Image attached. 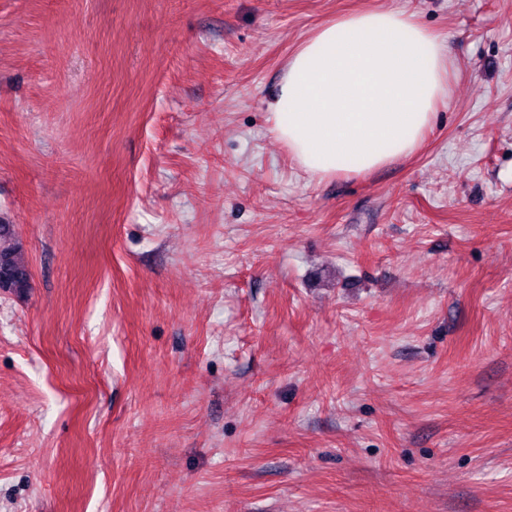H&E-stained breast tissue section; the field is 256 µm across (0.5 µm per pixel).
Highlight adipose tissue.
Wrapping results in <instances>:
<instances>
[{
    "mask_svg": "<svg viewBox=\"0 0 512 512\" xmlns=\"http://www.w3.org/2000/svg\"><path fill=\"white\" fill-rule=\"evenodd\" d=\"M449 65L446 42L408 10L340 16L288 57L271 131L317 179L381 168L432 130Z\"/></svg>",
    "mask_w": 512,
    "mask_h": 512,
    "instance_id": "1",
    "label": "adipose tissue"
}]
</instances>
